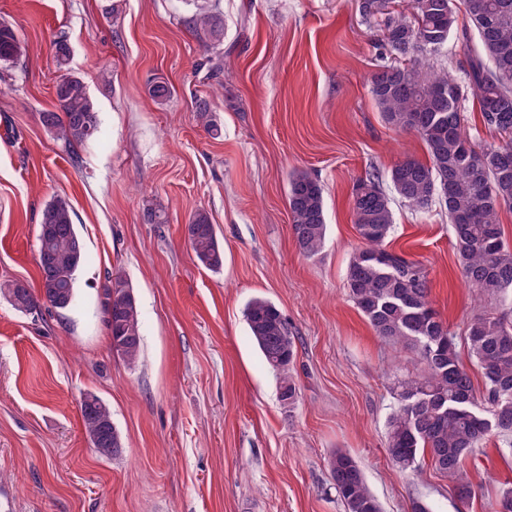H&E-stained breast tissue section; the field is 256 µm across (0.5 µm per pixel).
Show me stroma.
Returning <instances> with one entry per match:
<instances>
[{
  "mask_svg": "<svg viewBox=\"0 0 512 512\" xmlns=\"http://www.w3.org/2000/svg\"><path fill=\"white\" fill-rule=\"evenodd\" d=\"M224 73L204 79L206 55L187 26V0H0V22L27 46L0 65V282L39 288L38 218L68 199L89 261L69 310H15L0 296V512H345L328 460L351 454L382 512H456L447 479L392 467L384 448L394 377L408 354L375 336L349 300L358 244L355 181L422 142L383 120L370 78L383 58L359 0H221ZM65 37L100 133L77 154L40 121L53 110V43ZM111 71L109 82L98 76ZM174 93L149 94L156 82ZM212 104L211 133L195 112ZM307 170L324 189L327 239L303 257L287 205L288 177ZM224 247L221 272L184 240L196 210ZM164 216L145 221L148 211ZM396 251L429 272L431 301L453 330L481 303L464 285L443 207L393 204ZM132 287L142 352H112L100 301L108 276ZM264 297L294 333V411L244 320ZM101 397L122 437L100 456L81 423L84 393ZM493 440L468 469V512H488L512 483V454Z\"/></svg>",
  "mask_w": 512,
  "mask_h": 512,
  "instance_id": "35a3bbf8",
  "label": "stroma"
}]
</instances>
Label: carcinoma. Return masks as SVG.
<instances>
[{
    "label": "carcinoma",
    "mask_w": 512,
    "mask_h": 512,
    "mask_svg": "<svg viewBox=\"0 0 512 512\" xmlns=\"http://www.w3.org/2000/svg\"><path fill=\"white\" fill-rule=\"evenodd\" d=\"M360 0L363 20L379 28L381 46L392 63L371 77V94L383 120L394 130L415 134L428 160L405 156L387 172L370 171L354 183L352 212L358 246L346 271L349 298L374 333L413 356L414 371L393 380V399L385 425L384 448L392 466L417 473L425 466L448 479L465 512L474 494L466 463L476 460L494 437H512V246L502 236L499 211L512 210V0H464L478 34L471 47L462 34L466 57L463 77L436 70L433 58L456 30L453 0ZM192 31L210 51L204 78L223 72L224 15L219 3L201 4L188 17ZM27 55L16 29L0 23V64L13 65ZM70 45L54 42L56 110L41 113L52 138L68 148L89 142L99 132L98 110L83 79L69 69ZM477 100L484 128L497 134L494 143L471 133L465 112ZM413 211L427 213L436 204L448 212L464 283L489 306L467 321L463 335L454 334L430 299V280L418 260L391 248L393 198ZM291 230L299 252L313 258L325 245L323 188L305 171L288 181ZM196 260L218 272L224 247L209 214L199 209L184 225ZM87 260L73 223L72 207L63 197L45 204L39 217L38 269L40 297L20 280L0 284V294L21 311L45 304L57 310L77 305L76 276ZM104 323L112 353L132 364L141 349V319L126 280L115 275L104 289ZM250 334L279 382V401L293 410L298 400L293 375L296 339L281 311L256 297L244 310ZM463 342L481 371L484 390L474 386L470 369L457 349ZM84 432L100 455L122 447L109 405L88 392L80 400ZM329 468L337 498L345 512H381L363 470L350 454L334 452ZM489 512H512V485L502 488Z\"/></svg>",
    "instance_id": "cac0c4a2"
}]
</instances>
